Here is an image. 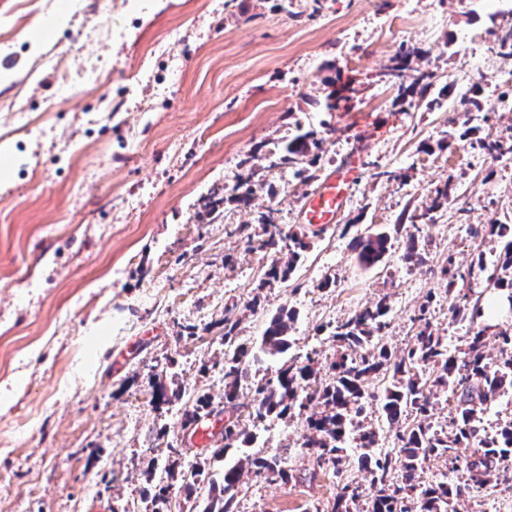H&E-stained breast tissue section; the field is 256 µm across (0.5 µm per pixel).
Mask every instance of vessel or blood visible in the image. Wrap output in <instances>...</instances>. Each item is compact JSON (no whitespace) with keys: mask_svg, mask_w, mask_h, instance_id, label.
<instances>
[{"mask_svg":"<svg viewBox=\"0 0 512 512\" xmlns=\"http://www.w3.org/2000/svg\"><path fill=\"white\" fill-rule=\"evenodd\" d=\"M361 163L356 154H348L329 174L322 187L306 201L302 218L308 224H333L340 216L351 189L357 181Z\"/></svg>","mask_w":512,"mask_h":512,"instance_id":"vessel-or-blood-1","label":"vessel or blood"}]
</instances>
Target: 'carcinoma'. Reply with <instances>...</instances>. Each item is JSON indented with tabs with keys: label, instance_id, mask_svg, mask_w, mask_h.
<instances>
[{
	"label": "carcinoma",
	"instance_id": "obj_1",
	"mask_svg": "<svg viewBox=\"0 0 512 512\" xmlns=\"http://www.w3.org/2000/svg\"><path fill=\"white\" fill-rule=\"evenodd\" d=\"M497 25L491 50L498 56L512 58V24ZM415 50H403L385 66L386 81L398 86L400 98L409 106L432 109L454 94V85L439 84L436 75L427 68L413 66ZM326 131L320 137L314 130L296 126V134L288 139L282 154L270 163L276 167L288 165L295 169L300 182L309 185L316 179L311 166L321 150ZM480 148L496 159L512 156V144L489 136L480 140ZM252 154L238 163L235 184L230 199L240 207H251L256 187L262 185L260 168ZM459 188L449 182L436 188L430 201L402 213L400 229L406 224H433L435 213L456 198ZM491 232L502 239L501 250L493 265L484 264L478 256V270L485 273L486 287L493 290L512 289V226L493 224ZM258 249L272 260L265 267L257 289L273 282L286 283L294 272L303 252L310 243L305 236L284 231L278 224L277 210L269 207L258 217L255 231ZM353 251L360 265L372 267L384 262L392 249V236L386 231L364 232L354 236ZM448 267L442 271L446 292L461 298L454 305V320L468 325L466 349L460 355L448 354L444 337L433 328L428 305L423 304L414 317L415 333L410 345L394 355L383 343L389 312L387 297L355 311L333 327L331 337L337 353L331 361L321 363L311 357H290L267 378L255 384L254 396L244 406L238 403L241 383L249 376L250 363L264 357L284 355L290 348V333L295 321L291 311L280 312L267 323L260 341L253 347L241 343L235 334L239 320L232 309L224 311V445L211 449V458L224 463L212 479L213 496L201 512H234L233 505L240 493V465L227 462L229 451L246 455L255 476L267 480L288 481V471L277 457H254L246 447L257 441V431L271 417L302 416L306 432L300 447L319 468H329L337 476L349 465L346 444L356 443L358 460L371 476L375 493L368 501L367 512H448L451 503L467 495L473 486H483L512 461V419L500 427L494 437L481 433L483 406L512 389V345L500 348L501 358L495 370H490L485 355L488 326L477 325L483 316L480 298H471L458 291V277ZM329 369L326 382L319 373ZM378 389L383 417L388 426H396V446L379 450V431L356 420L363 412L362 399ZM180 389L156 388L155 404L170 403L182 397ZM452 400L455 410L454 429L433 430L428 419L440 400ZM214 411L212 399L206 395L195 399L192 408L184 411L182 431L193 430L198 421ZM473 448L468 457H461V446ZM430 457H443L452 464L460 477L454 483L439 480L421 486L422 463ZM363 497L360 486L336 483V493L330 512H354Z\"/></svg>",
	"mask_w": 512,
	"mask_h": 512
}]
</instances>
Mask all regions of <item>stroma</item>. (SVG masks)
Here are the masks:
<instances>
[{
    "instance_id": "obj_1",
    "label": "stroma",
    "mask_w": 512,
    "mask_h": 512,
    "mask_svg": "<svg viewBox=\"0 0 512 512\" xmlns=\"http://www.w3.org/2000/svg\"><path fill=\"white\" fill-rule=\"evenodd\" d=\"M501 0H0V512H149L154 464L167 466L170 512H199L220 438L185 437L198 395L224 396V310L243 313L240 342L258 339L280 311L296 314L290 355L333 358L330 332L387 297L385 341L404 349L429 304L450 353L465 327L441 270L471 296L491 297L478 256L512 225V164L462 138L458 103L402 111L380 74L400 48L431 70L479 80L494 57L489 16ZM344 90L338 110L315 103ZM335 133L323 144L326 178L350 150L361 174L337 223L313 235L302 209L311 188L284 166L245 210L225 201L250 152L276 149L296 126ZM447 148H440V141ZM451 181L466 191L418 237L423 263L396 235L383 265L365 268L354 231L392 228L404 209ZM307 234L310 248L285 283L259 288L270 257L250 250L259 212ZM335 285L323 287L325 276ZM260 296L257 313L245 311ZM182 400L151 402L156 383ZM301 420L266 422L255 456H279L288 482L241 474L235 512H327L337 480L369 488L351 462L315 472L300 448ZM179 446V454L167 445ZM194 483H185L188 470ZM512 471L458 499L456 512H502Z\"/></svg>"
}]
</instances>
